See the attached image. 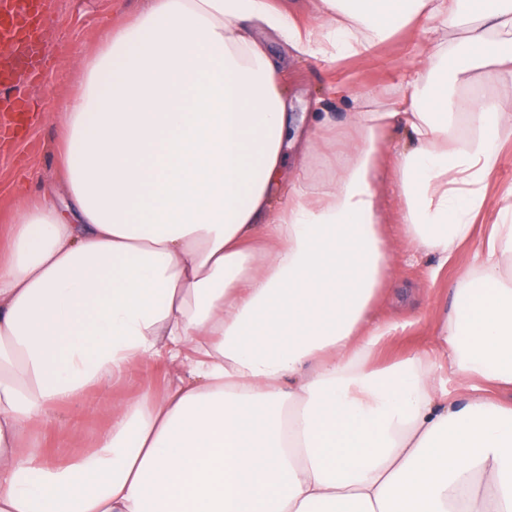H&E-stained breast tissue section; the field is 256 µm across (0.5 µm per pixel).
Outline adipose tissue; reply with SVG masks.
Listing matches in <instances>:
<instances>
[{"label": "adipose tissue", "mask_w": 512, "mask_h": 512, "mask_svg": "<svg viewBox=\"0 0 512 512\" xmlns=\"http://www.w3.org/2000/svg\"><path fill=\"white\" fill-rule=\"evenodd\" d=\"M406 27L437 48L314 174L337 124L293 127L261 32L331 64ZM507 64L512 0H316L311 26L269 0H149L106 30L59 107L67 202L0 229V512H512V401L478 395L512 389V187L429 346L375 367L395 327L370 317L397 254L447 265L486 210L512 114L467 90ZM161 358L177 380L112 409L93 450L28 433ZM377 187L388 223L385 224L386 233L393 240L399 235V224H397L398 205L393 192V173L389 168L382 174Z\"/></svg>", "instance_id": "ef3b65f1"}]
</instances>
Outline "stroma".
I'll return each instance as SVG.
<instances>
[{"mask_svg": "<svg viewBox=\"0 0 512 512\" xmlns=\"http://www.w3.org/2000/svg\"><path fill=\"white\" fill-rule=\"evenodd\" d=\"M145 3L146 0H51L54 21L45 40V54L53 74L25 89V107L33 116L30 126L12 140H0V225L10 223L27 198L47 187L60 188L56 108L72 93L84 59L96 51L102 32ZM262 39L288 68V92L296 114L310 111L318 100L339 120L355 111L356 104L337 96L336 88L399 97L405 90L406 71L419 55L433 47L427 36L399 30L370 53L345 57L328 67L294 52L274 32L263 33ZM472 254V245H463L442 269L431 254L423 253L413 260L396 258L386 288L372 311L375 320L397 326L379 352V364L392 363L430 341L441 314L451 307L453 288L470 265ZM174 378V371L164 363L137 365L125 380L112 387L108 396L118 403L137 395L147 384L164 390ZM102 397L98 392H89L75 408L50 415L40 433L54 456L60 458L71 449L89 446L98 431L108 425Z\"/></svg>", "mask_w": 512, "mask_h": 512, "instance_id": "35a3bbf8", "label": "stroma"}]
</instances>
